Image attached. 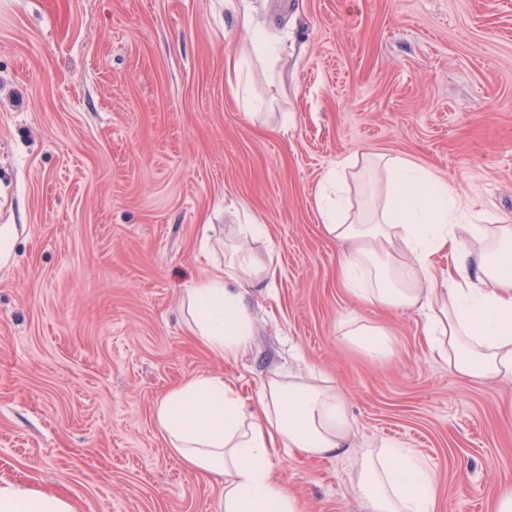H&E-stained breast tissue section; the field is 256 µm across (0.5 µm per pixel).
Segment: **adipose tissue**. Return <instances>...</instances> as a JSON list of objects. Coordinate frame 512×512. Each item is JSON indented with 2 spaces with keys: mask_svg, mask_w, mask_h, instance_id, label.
<instances>
[{
  "mask_svg": "<svg viewBox=\"0 0 512 512\" xmlns=\"http://www.w3.org/2000/svg\"><path fill=\"white\" fill-rule=\"evenodd\" d=\"M376 166L387 194L372 222L317 201L325 232L350 245L340 267L349 292L363 303L421 311L431 351L459 374L512 377V225L460 223L447 182L430 170L388 155ZM276 274L243 250L213 265L187 293L194 336L225 359L245 354L253 323L239 285L268 287ZM153 420L187 466L221 478L218 512H300L276 470L284 448L306 458L353 457L350 483L366 512H436L425 464L394 445L355 453L343 397L300 358L269 376L254 404L222 377L199 376L162 397ZM0 512L75 510L55 493L0 479Z\"/></svg>",
  "mask_w": 512,
  "mask_h": 512,
  "instance_id": "obj_1",
  "label": "adipose tissue"
}]
</instances>
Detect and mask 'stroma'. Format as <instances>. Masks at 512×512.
I'll return each mask as SVG.
<instances>
[{
	"mask_svg": "<svg viewBox=\"0 0 512 512\" xmlns=\"http://www.w3.org/2000/svg\"><path fill=\"white\" fill-rule=\"evenodd\" d=\"M250 13L282 55L260 57ZM240 63V97L227 59ZM400 156L447 181L463 221L512 224V0H0V478L76 512H217L220 486L153 423L198 376L247 402L295 355L343 396L356 449L397 442L437 512H496L512 485V378L432 356L415 310L358 303L317 209L344 159ZM266 225L264 237L241 225ZM274 262L244 286L252 347L193 336L185 290L224 248ZM380 325L392 352L344 340ZM302 512H365L344 459L280 452ZM341 336L358 340L371 354L384 358L391 352L389 339L378 325L350 319L341 327Z\"/></svg>",
	"mask_w": 512,
	"mask_h": 512,
	"instance_id": "1",
	"label": "stroma"
}]
</instances>
